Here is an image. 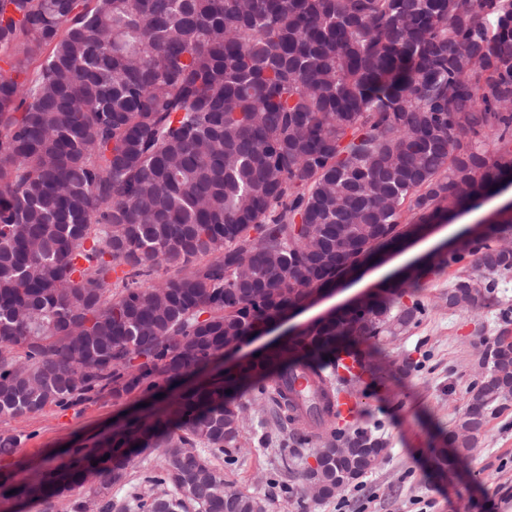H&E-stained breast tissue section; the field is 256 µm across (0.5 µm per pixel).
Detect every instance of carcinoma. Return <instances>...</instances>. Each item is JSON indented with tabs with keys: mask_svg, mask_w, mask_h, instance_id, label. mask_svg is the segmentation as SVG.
Masks as SVG:
<instances>
[{
	"mask_svg": "<svg viewBox=\"0 0 512 512\" xmlns=\"http://www.w3.org/2000/svg\"><path fill=\"white\" fill-rule=\"evenodd\" d=\"M0 53V419L152 395L350 263L512 185V0H0ZM446 267L448 309L501 305L512 221L0 489L85 512L76 488H112L152 449L167 491L142 512H264L203 448L233 444L242 397L271 380L277 426L351 450L313 473L330 499L385 456L339 424L336 354L363 364L372 338L415 324V289ZM500 317L448 434L459 454L512 395V308Z\"/></svg>",
	"mask_w": 512,
	"mask_h": 512,
	"instance_id": "1",
	"label": "carcinoma"
}]
</instances>
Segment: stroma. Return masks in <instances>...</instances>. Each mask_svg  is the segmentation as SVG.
I'll return each instance as SVG.
<instances>
[{
  "instance_id": "35a3bbf8",
  "label": "stroma",
  "mask_w": 512,
  "mask_h": 512,
  "mask_svg": "<svg viewBox=\"0 0 512 512\" xmlns=\"http://www.w3.org/2000/svg\"><path fill=\"white\" fill-rule=\"evenodd\" d=\"M454 275L447 268L425 279L416 291L426 307L418 323L375 340L378 381L374 392H359L358 423L387 444L377 469L328 500L284 497L283 485H300L318 447L276 426L269 417V395L252 392L244 398L249 410L236 445L209 454L225 479L263 500L266 512H512V399L490 418L475 451L449 467L439 464L445 437L467 406L475 346L500 327L494 307L449 311L445 298ZM405 359L413 364L406 375L400 372ZM223 373L219 359L165 387L159 399L104 393L65 410L49 406L0 420V434L26 436L12 454L0 456V473L17 485L35 481L69 463L75 450L97 448L115 424L166 412L178 394ZM161 462L158 452H145L108 495L98 494L97 482L91 481L72 497L84 501L88 512H138V498L153 492L147 477Z\"/></svg>"
}]
</instances>
